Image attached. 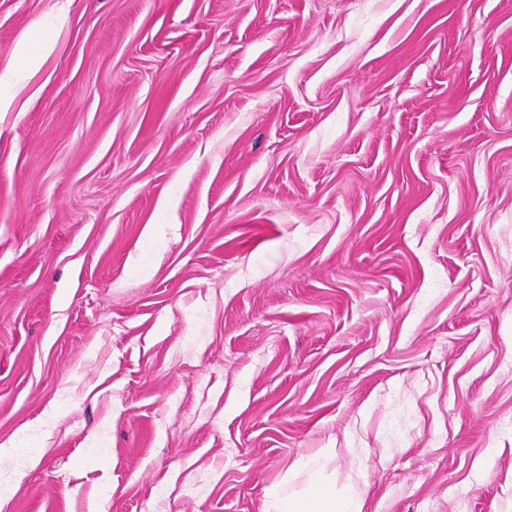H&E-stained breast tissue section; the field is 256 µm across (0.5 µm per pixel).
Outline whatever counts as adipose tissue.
<instances>
[{"label": "adipose tissue", "instance_id": "1", "mask_svg": "<svg viewBox=\"0 0 512 512\" xmlns=\"http://www.w3.org/2000/svg\"><path fill=\"white\" fill-rule=\"evenodd\" d=\"M269 496L272 512H363L358 492L336 490L317 469L310 472L304 491L286 494L274 489Z\"/></svg>", "mask_w": 512, "mask_h": 512}]
</instances>
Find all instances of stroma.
<instances>
[{
  "mask_svg": "<svg viewBox=\"0 0 512 512\" xmlns=\"http://www.w3.org/2000/svg\"><path fill=\"white\" fill-rule=\"evenodd\" d=\"M0 512H512V0H0ZM48 51L49 44L47 42L41 43L37 50L34 49L32 47L30 37L26 34L19 38L14 47V53L25 57L31 70H35L40 66L43 57L48 53ZM269 496L273 512H363V502L358 492L336 491L318 469L310 472L304 491L286 494L272 489Z\"/></svg>",
  "mask_w": 512,
  "mask_h": 512,
  "instance_id": "obj_1",
  "label": "stroma"
}]
</instances>
